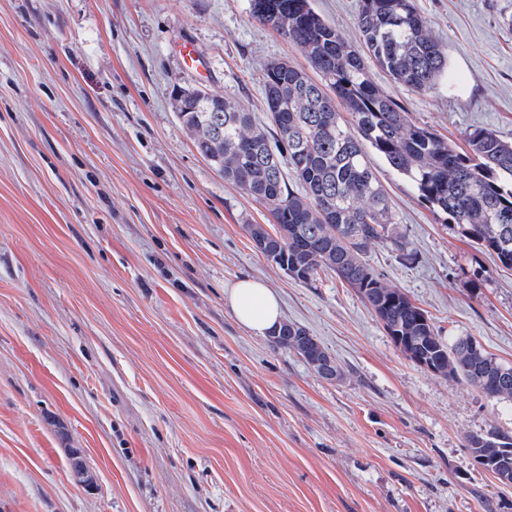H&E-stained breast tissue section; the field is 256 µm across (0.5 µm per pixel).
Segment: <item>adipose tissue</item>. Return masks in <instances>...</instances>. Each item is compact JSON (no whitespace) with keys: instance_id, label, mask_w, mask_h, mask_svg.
Masks as SVG:
<instances>
[{"instance_id":"ef3b65f1","label":"adipose tissue","mask_w":512,"mask_h":512,"mask_svg":"<svg viewBox=\"0 0 512 512\" xmlns=\"http://www.w3.org/2000/svg\"><path fill=\"white\" fill-rule=\"evenodd\" d=\"M232 310L247 329L259 336L269 335L281 320L276 294L263 282L243 279L230 291Z\"/></svg>"}]
</instances>
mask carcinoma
I'll return each instance as SVG.
<instances>
[{
	"mask_svg": "<svg viewBox=\"0 0 512 512\" xmlns=\"http://www.w3.org/2000/svg\"><path fill=\"white\" fill-rule=\"evenodd\" d=\"M252 18L294 44L308 68L272 60L263 69V105L272 130L242 105L177 117L204 158H218L224 179L261 204L270 224H248L256 248L279 268L315 283L332 272L354 288L396 348L431 373L512 401V365L470 336H441L427 313L389 286L365 261L374 245L403 252L386 192L368 157L377 153L406 176L418 197L478 248L512 268V143L476 129L459 149L413 122L370 79L371 59L392 80L419 93L448 70V53L425 33L413 0H359L362 45L350 43L311 0H251ZM315 72L314 81L308 71ZM273 343L310 365L330 355L306 330L283 323ZM469 456L500 483L512 484V432L496 426L465 439Z\"/></svg>",
	"mask_w": 512,
	"mask_h": 512,
	"instance_id": "cac0c4a2",
	"label": "carcinoma"
}]
</instances>
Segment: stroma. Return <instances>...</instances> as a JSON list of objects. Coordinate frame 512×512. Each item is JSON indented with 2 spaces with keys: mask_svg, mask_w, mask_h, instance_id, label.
<instances>
[{
  "mask_svg": "<svg viewBox=\"0 0 512 512\" xmlns=\"http://www.w3.org/2000/svg\"><path fill=\"white\" fill-rule=\"evenodd\" d=\"M414 4L447 73L425 94L371 79L458 147L479 128L512 141V0ZM312 5L358 42V0ZM276 59L305 62L249 0H0V512H512V484L464 447L512 431V405L409 362L335 276L310 287L268 261L245 230L266 210L179 122L175 91L200 86L266 123ZM370 161L408 247L366 262L512 364V269ZM243 278L340 380L238 323Z\"/></svg>",
  "mask_w": 512,
  "mask_h": 512,
  "instance_id": "stroma-1",
  "label": "stroma"
}]
</instances>
